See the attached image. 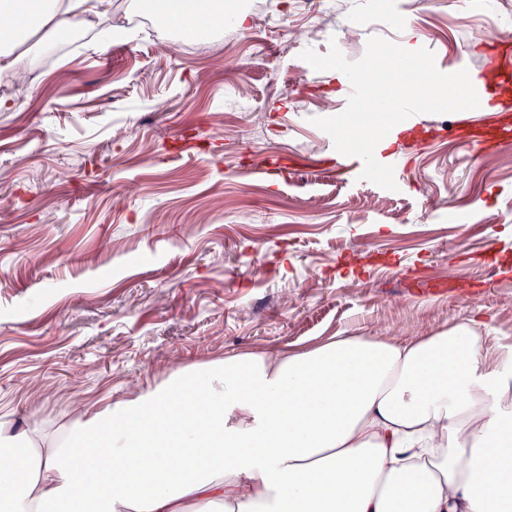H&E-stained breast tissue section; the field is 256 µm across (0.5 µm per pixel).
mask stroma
<instances>
[{"instance_id":"stroma-1","label":"stroma","mask_w":512,"mask_h":512,"mask_svg":"<svg viewBox=\"0 0 512 512\" xmlns=\"http://www.w3.org/2000/svg\"><path fill=\"white\" fill-rule=\"evenodd\" d=\"M245 27L83 33L0 85V414L56 429L71 399L121 397L172 367L328 336H421L471 318L512 345V146L474 151L485 112L423 114L392 143L398 190L355 182L313 118L350 82L301 59L302 0H238ZM327 38L484 54L512 48V0H334ZM363 252L351 264V249Z\"/></svg>"}]
</instances>
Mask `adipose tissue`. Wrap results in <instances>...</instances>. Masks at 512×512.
<instances>
[{
  "instance_id": "1",
  "label": "adipose tissue",
  "mask_w": 512,
  "mask_h": 512,
  "mask_svg": "<svg viewBox=\"0 0 512 512\" xmlns=\"http://www.w3.org/2000/svg\"><path fill=\"white\" fill-rule=\"evenodd\" d=\"M112 0H45L0 75ZM0 512H512V348L462 321L191 363L62 433L0 420Z\"/></svg>"
}]
</instances>
